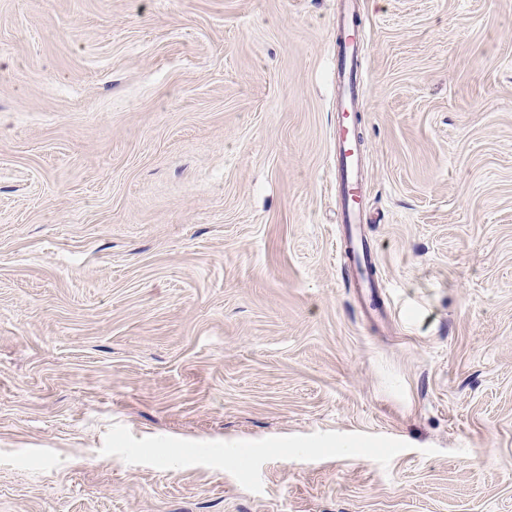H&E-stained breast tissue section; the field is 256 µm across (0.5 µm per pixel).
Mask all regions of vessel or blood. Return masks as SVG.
<instances>
[{"instance_id": "b4317fda", "label": "vessel or blood", "mask_w": 512, "mask_h": 512, "mask_svg": "<svg viewBox=\"0 0 512 512\" xmlns=\"http://www.w3.org/2000/svg\"><path fill=\"white\" fill-rule=\"evenodd\" d=\"M363 31L356 22L340 19L336 25V78L340 89L332 138V166L336 187L342 197L341 222L345 230L342 245L345 258L356 270L355 287H372L370 277L374 254L362 233L367 219V188L363 141L354 125L355 114L364 94L359 75V49Z\"/></svg>"}]
</instances>
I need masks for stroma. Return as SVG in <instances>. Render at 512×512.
Here are the masks:
<instances>
[{
	"instance_id": "1",
	"label": "stroma",
	"mask_w": 512,
	"mask_h": 512,
	"mask_svg": "<svg viewBox=\"0 0 512 512\" xmlns=\"http://www.w3.org/2000/svg\"><path fill=\"white\" fill-rule=\"evenodd\" d=\"M344 4L0 0V512H512V0H354L371 298ZM363 40V30L354 20L340 18L336 25V78L340 94L333 128L332 166L343 204L340 223L344 225L345 240L341 248L357 273L354 288H376L370 277L374 254L361 227L367 222L363 141L354 126L366 85L359 75L358 54Z\"/></svg>"
}]
</instances>
